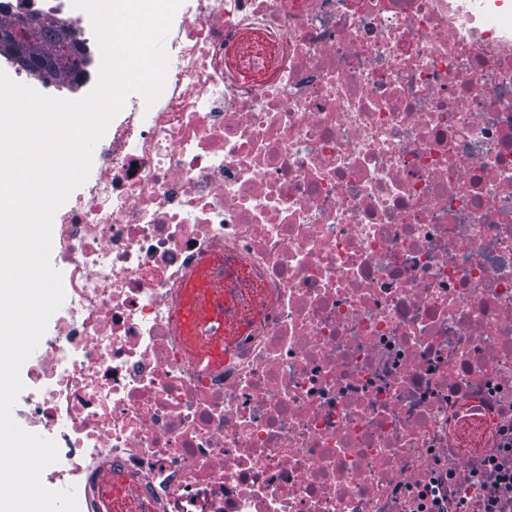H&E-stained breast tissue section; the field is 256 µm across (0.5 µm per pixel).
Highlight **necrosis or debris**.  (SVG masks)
Listing matches in <instances>:
<instances>
[{
  "mask_svg": "<svg viewBox=\"0 0 512 512\" xmlns=\"http://www.w3.org/2000/svg\"><path fill=\"white\" fill-rule=\"evenodd\" d=\"M97 51L71 0H0ZM57 210L13 413L79 512H512V0H183ZM205 255L238 330L171 320Z\"/></svg>",
  "mask_w": 512,
  "mask_h": 512,
  "instance_id": "4bbe7bcc",
  "label": "necrosis or debris"
}]
</instances>
